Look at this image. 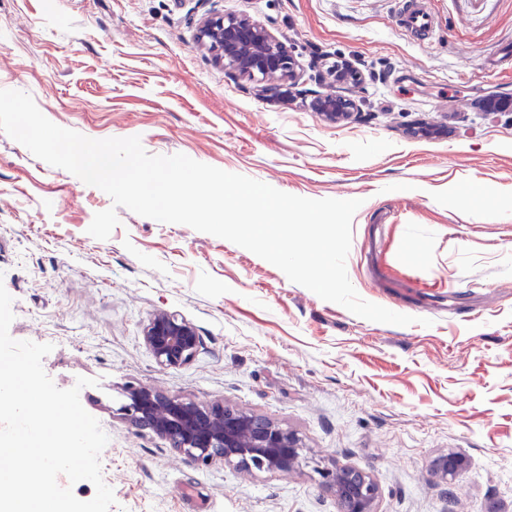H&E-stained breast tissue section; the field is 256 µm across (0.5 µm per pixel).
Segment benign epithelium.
Wrapping results in <instances>:
<instances>
[{"label": "benign epithelium", "mask_w": 512, "mask_h": 512, "mask_svg": "<svg viewBox=\"0 0 512 512\" xmlns=\"http://www.w3.org/2000/svg\"><path fill=\"white\" fill-rule=\"evenodd\" d=\"M198 41L215 62L238 75L262 83L274 92L296 78L288 45L263 23L247 14L209 16L198 28ZM336 91L317 94L310 108L336 124L358 111L347 95L361 76L340 66L330 73ZM142 340L156 364L178 369L191 362L200 346L195 327L176 314L159 311L142 329ZM120 414L133 428L149 430L192 461L223 463L245 471L292 472L302 460V442L289 428L268 418L224 404L202 406L151 386L130 387ZM323 487L335 498L338 512H377L378 488L359 469L336 466L320 471Z\"/></svg>", "instance_id": "obj_1"}]
</instances>
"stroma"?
<instances>
[{"instance_id": "1", "label": "stroma", "mask_w": 512, "mask_h": 512, "mask_svg": "<svg viewBox=\"0 0 512 512\" xmlns=\"http://www.w3.org/2000/svg\"><path fill=\"white\" fill-rule=\"evenodd\" d=\"M395 3L0 0V89L92 139L137 136L152 155L360 200L348 277L362 299L415 319H364L228 240L123 207L95 239L111 198L0 131L9 332L52 344L42 365L58 388L92 378L80 402L109 437L110 512H336L318 474L334 465L370 474L377 512H512V112L482 106L512 93V72L485 66L512 43V0H432L427 41L396 26ZM242 12L288 44L296 92L262 94L198 46L203 16ZM339 59L364 82L359 112L332 124L309 102ZM423 123L444 135L411 136ZM159 311L200 336L180 369L159 368L141 340ZM129 385L280 422L301 437L302 464L197 465L122 418ZM451 455L449 484L439 466Z\"/></svg>"}]
</instances>
